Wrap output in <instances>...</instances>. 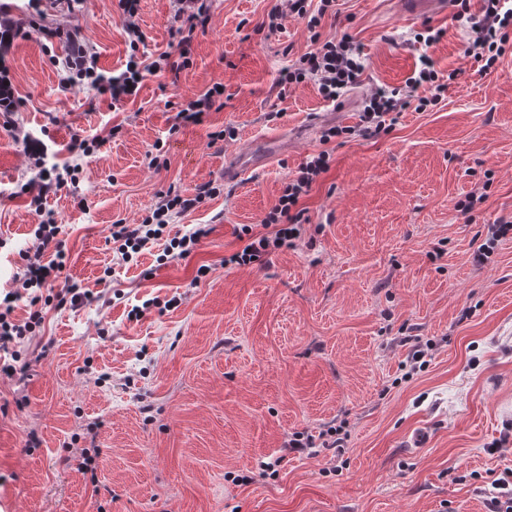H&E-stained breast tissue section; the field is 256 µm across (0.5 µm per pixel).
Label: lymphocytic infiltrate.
<instances>
[{
	"label": "lymphocytic infiltrate",
	"instance_id": "obj_1",
	"mask_svg": "<svg viewBox=\"0 0 512 512\" xmlns=\"http://www.w3.org/2000/svg\"><path fill=\"white\" fill-rule=\"evenodd\" d=\"M120 18L131 55L120 73L102 70L96 52L91 46L71 35L72 52L63 62L60 83L68 88L85 82L97 95L110 96L120 103L138 95L144 81L161 72H176L189 66L191 45L197 30L205 28L210 16L209 0H173L171 32L177 40L176 52H163L153 60L140 56L146 36L137 22L140 0H117ZM333 0H285L268 14L269 31L283 27L286 18L304 20L311 30L315 48L299 60L298 67L280 74L277 84L284 87L293 83L312 82L320 95L327 100H337L341 94L356 85L365 70L361 53L349 35L321 40L318 27ZM469 38L466 55L481 61L484 69L493 68L512 46V0H483L481 9L466 18ZM428 88V95H420V88ZM448 89L447 81L440 78L429 56H422L404 89L376 90L366 101L360 115L358 132L366 138H376L388 133L396 124L401 112L410 102H417L419 109L437 105ZM329 169V156L319 153L304 162L297 175L289 179L277 204L262 219L260 225H243L241 235L246 243L241 251L229 256V263L252 264L281 249L291 247L300 237L306 221V211L300 201L307 196L317 179ZM217 187L204 183L196 187L193 195L184 196L168 191L152 214L141 223L128 224L116 221L110 229L119 261L128 263L137 258L157 240L166 245L159 257L161 263L188 258L203 238L209 234L204 225H197L188 234L165 238L164 233L173 214L187 212L207 198L215 196ZM40 222L35 231L38 245L34 254L23 257V268L18 276L19 286L0 297V351L9 350L23 341L41 316L36 306L43 300V291L51 287L65 268V255L58 249L57 237L62 228L52 213L38 209ZM28 300L33 310L27 320H17L13 312L21 300Z\"/></svg>",
	"mask_w": 512,
	"mask_h": 512
}]
</instances>
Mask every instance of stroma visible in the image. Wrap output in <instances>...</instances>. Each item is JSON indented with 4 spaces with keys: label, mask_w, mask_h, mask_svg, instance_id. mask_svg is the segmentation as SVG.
<instances>
[{
    "label": "stroma",
    "mask_w": 512,
    "mask_h": 512,
    "mask_svg": "<svg viewBox=\"0 0 512 512\" xmlns=\"http://www.w3.org/2000/svg\"><path fill=\"white\" fill-rule=\"evenodd\" d=\"M279 2L212 0L190 66L115 104L60 87L55 63L72 45L44 32L78 30L101 68L123 70L116 0H85L78 16L63 0H43L39 16L0 0L21 99L14 129L0 125V290L36 245L27 188L39 170L24 136L60 166L73 137L104 141L78 184L43 201L68 255L54 293L74 280L94 298L43 307L18 346L25 377L0 375V512H489L492 481L512 474V232L490 262L473 260L489 225L512 221V49L485 72L455 8L411 20L396 0H336L318 31L360 45L359 83L334 103L310 82L282 94L279 75L314 45L298 19L269 31ZM171 13V0H140L149 56L169 50ZM427 26L443 32L430 46L414 40ZM423 54L451 78L443 101L407 109L380 138L350 134L365 98L404 87ZM217 82L222 108L171 133L180 106ZM227 127L235 139L211 141ZM332 127L342 135L325 138ZM268 140L277 156L225 181L227 158ZM323 151L330 168L301 201L294 246L225 264L242 225ZM209 181L223 193L166 231L209 225L194 254L118 263L112 224ZM481 188L486 200L458 211ZM416 336L434 348L411 374ZM331 426L342 452L284 447Z\"/></svg>",
    "instance_id": "35a3bbf8"
}]
</instances>
